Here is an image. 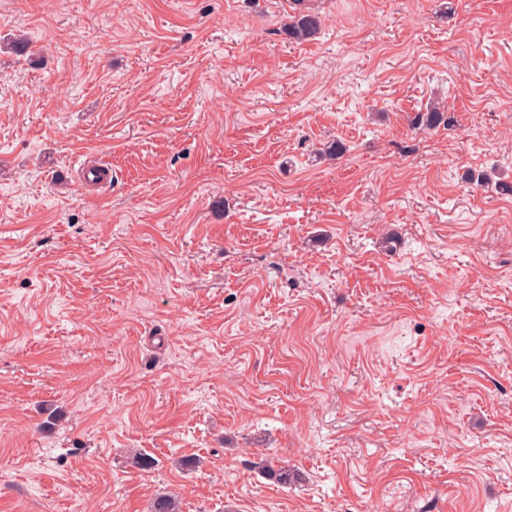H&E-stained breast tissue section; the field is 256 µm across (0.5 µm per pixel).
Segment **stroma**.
<instances>
[{
  "mask_svg": "<svg viewBox=\"0 0 512 512\" xmlns=\"http://www.w3.org/2000/svg\"><path fill=\"white\" fill-rule=\"evenodd\" d=\"M303 7L0 0V512H512V0ZM322 19L315 13L300 10L288 24L287 35L291 42L304 43L313 39L321 30Z\"/></svg>",
  "mask_w": 512,
  "mask_h": 512,
  "instance_id": "35a3bbf8",
  "label": "stroma"
}]
</instances>
